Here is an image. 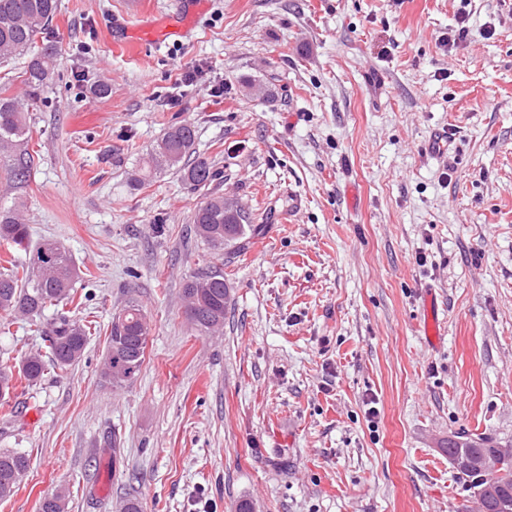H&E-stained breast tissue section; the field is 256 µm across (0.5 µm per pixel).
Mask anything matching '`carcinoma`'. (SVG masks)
Masks as SVG:
<instances>
[{"mask_svg":"<svg viewBox=\"0 0 512 512\" xmlns=\"http://www.w3.org/2000/svg\"><path fill=\"white\" fill-rule=\"evenodd\" d=\"M59 0H0V62L35 47L36 40L57 14ZM59 56L52 41L30 57L27 80L38 89L51 79ZM25 135L24 103L16 98L0 97V158L11 156L21 147ZM196 131L193 125H175L163 134L140 169L143 181L158 170L175 168L195 187H204L216 173L208 159L196 154ZM24 205L0 211V247L21 249L27 259L8 272H0V311L24 319L37 320L46 309L54 315L41 330L44 350L24 356L18 370L0 368V405L16 389V378L29 385L45 376L48 367L71 366L84 354L91 328L74 319L65 310L73 301L74 286L79 278L72 254L53 240L36 243L30 240L23 214ZM251 212L238 201L224 207V196L210 195L196 206L192 215L197 237L215 246L224 245L241 251L256 228ZM185 319L202 333L217 332L224 327V314L230 304V291L224 281V269L213 265L195 273L183 288ZM148 328L142 305L128 300L112 314L101 377L114 387L132 382L145 360ZM460 451L493 455L498 446L484 438L462 432L448 442V456ZM29 468V456L18 448H0V500L11 497ZM471 493L479 494L478 512H512V479L488 472H460ZM67 494L63 490L42 499L39 512H65Z\"/></svg>","mask_w":512,"mask_h":512,"instance_id":"cac0c4a2","label":"carcinoma"}]
</instances>
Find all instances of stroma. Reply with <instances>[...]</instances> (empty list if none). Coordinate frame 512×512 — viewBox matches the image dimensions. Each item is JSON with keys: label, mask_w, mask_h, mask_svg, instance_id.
<instances>
[{"label": "stroma", "mask_w": 512, "mask_h": 512, "mask_svg": "<svg viewBox=\"0 0 512 512\" xmlns=\"http://www.w3.org/2000/svg\"><path fill=\"white\" fill-rule=\"evenodd\" d=\"M127 2L59 0L43 89L25 57L0 63V96L29 97L31 160L22 181L0 164V209L25 202L31 239L71 252V314L94 326L78 362L0 407V448L30 455L0 512L61 488L67 512H471L449 436L512 446V0H207L191 36L117 46ZM186 122L216 180L137 185ZM207 194L261 224L245 250L192 232ZM212 259L232 299L219 336L183 313ZM131 298L150 335L115 389L106 328ZM42 345L0 312V365Z\"/></svg>", "instance_id": "stroma-1"}]
</instances>
